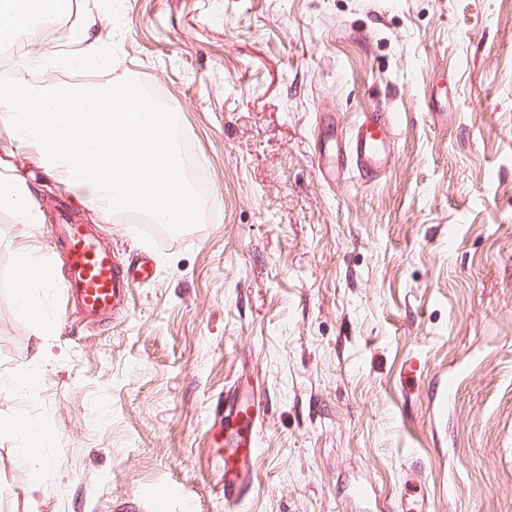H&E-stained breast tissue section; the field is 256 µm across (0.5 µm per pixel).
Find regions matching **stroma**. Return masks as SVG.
Wrapping results in <instances>:
<instances>
[{"mask_svg":"<svg viewBox=\"0 0 512 512\" xmlns=\"http://www.w3.org/2000/svg\"><path fill=\"white\" fill-rule=\"evenodd\" d=\"M33 37L38 88L150 85L175 109L203 222L158 235L86 203L0 128V512H229L210 413L241 369L261 455L241 512H512V0H75ZM399 117L391 169L328 184L319 155L361 112ZM152 281L86 324L56 281L27 317L21 255L61 215ZM459 371L445 419L440 376ZM25 422L43 439L20 468ZM372 491L354 496V485ZM32 205L33 201L20 188L0 192V206L13 207L23 221L31 222Z\"/></svg>","mask_w":512,"mask_h":512,"instance_id":"stroma-1","label":"stroma"}]
</instances>
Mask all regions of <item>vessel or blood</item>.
<instances>
[{
	"label": "vessel or blood",
	"mask_w": 512,
	"mask_h": 512,
	"mask_svg": "<svg viewBox=\"0 0 512 512\" xmlns=\"http://www.w3.org/2000/svg\"><path fill=\"white\" fill-rule=\"evenodd\" d=\"M398 128L395 113L373 107L362 112L350 136L335 147V162L325 172L329 182L354 172L371 179L391 165L393 140ZM55 245L66 266V299L82 320L99 321L119 313L131 285L152 279L154 258L143 253L127 262L118 252L103 246L91 224H59ZM224 421L231 434L226 451H215L211 462L220 474L225 504L236 507L248 496L260 456L257 423L251 406L234 387L224 398Z\"/></svg>",
	"instance_id": "obj_1"
}]
</instances>
